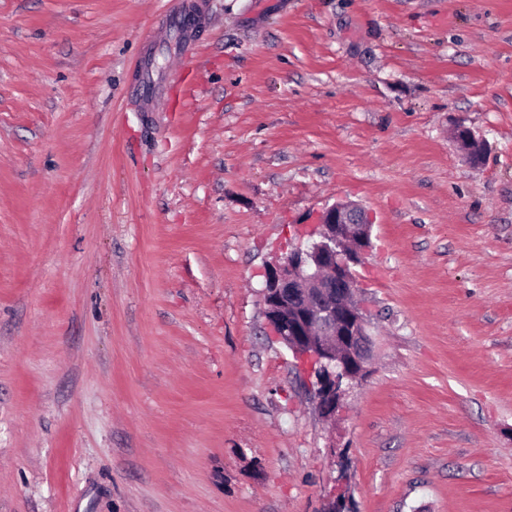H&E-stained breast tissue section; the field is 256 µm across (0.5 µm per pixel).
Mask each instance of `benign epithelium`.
I'll return each instance as SVG.
<instances>
[{
	"label": "benign epithelium",
	"instance_id": "benign-epithelium-1",
	"mask_svg": "<svg viewBox=\"0 0 512 512\" xmlns=\"http://www.w3.org/2000/svg\"><path fill=\"white\" fill-rule=\"evenodd\" d=\"M319 239L297 245L266 272L265 317L317 380V404L332 420L349 387L362 380L371 344L353 267L369 247L370 222L355 204L336 203L317 217Z\"/></svg>",
	"mask_w": 512,
	"mask_h": 512
}]
</instances>
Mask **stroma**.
<instances>
[{
	"instance_id": "35a3bbf8",
	"label": "stroma",
	"mask_w": 512,
	"mask_h": 512,
	"mask_svg": "<svg viewBox=\"0 0 512 512\" xmlns=\"http://www.w3.org/2000/svg\"><path fill=\"white\" fill-rule=\"evenodd\" d=\"M339 201L373 359L330 423L262 289ZM338 495L512 512V0H0V512Z\"/></svg>"
}]
</instances>
